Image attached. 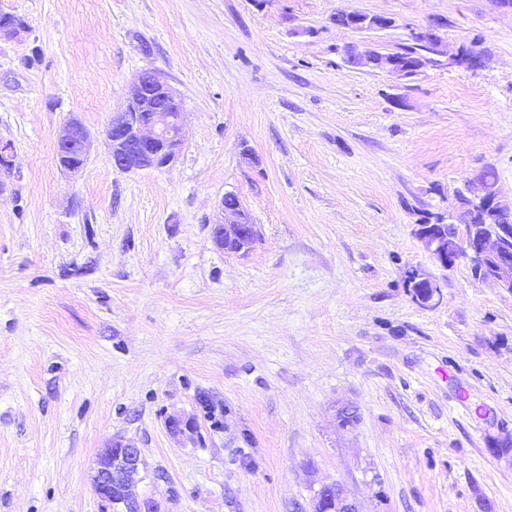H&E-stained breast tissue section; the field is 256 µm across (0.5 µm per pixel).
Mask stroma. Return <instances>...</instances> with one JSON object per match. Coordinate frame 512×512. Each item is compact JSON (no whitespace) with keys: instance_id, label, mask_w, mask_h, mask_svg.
Here are the masks:
<instances>
[{"instance_id":"stroma-1","label":"stroma","mask_w":512,"mask_h":512,"mask_svg":"<svg viewBox=\"0 0 512 512\" xmlns=\"http://www.w3.org/2000/svg\"><path fill=\"white\" fill-rule=\"evenodd\" d=\"M393 17L364 34L341 11ZM0 512H103L90 475L141 450L160 512H310L338 482L362 512H512V294L417 238L471 173L512 198V15L490 0H0ZM441 19L410 80L349 66ZM307 36H299V29ZM153 70L185 112L178 161L76 175L56 136L103 138ZM238 196L247 254L212 237ZM442 289L414 304L406 273ZM211 407L203 409L199 398ZM359 420L339 429L336 409ZM194 419L175 434L170 417Z\"/></svg>"}]
</instances>
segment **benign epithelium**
Wrapping results in <instances>:
<instances>
[{"label": "benign epithelium", "instance_id": "7a95c632", "mask_svg": "<svg viewBox=\"0 0 512 512\" xmlns=\"http://www.w3.org/2000/svg\"><path fill=\"white\" fill-rule=\"evenodd\" d=\"M349 19L346 28L361 33L381 32L395 26V20L385 15L366 14L359 11L340 12ZM443 25L431 23L423 29L434 45L435 54L447 58L450 67L477 69L483 65V57L466 46L453 52L442 36ZM376 49L347 50V59L355 67L371 61ZM378 70L403 80L418 70L416 61L410 58L384 57L375 62ZM165 96L173 110L145 113L147 101L155 94ZM184 112L180 94L164 78L157 77L152 91H147L142 75L135 76L128 86L123 108L115 113L108 126L104 144L112 168L124 173L174 165L182 148ZM94 147L90 131L76 117L67 119L59 128L56 149L62 162L61 169L71 174L81 172ZM468 195L456 196L448 223L420 224L418 238L434 261L445 270H452L462 262L468 264L472 275L482 281L492 282L501 290L512 294V223L464 224L460 216L465 211L480 213L490 218L499 209L512 208V200L500 193L487 194L479 173L467 177ZM232 214L230 223L214 225L217 240L224 242V250L246 254L256 241L255 225L245 223L244 212L238 207H226ZM408 294L412 301L425 309L436 307L442 300L438 282L420 269H412L406 275ZM358 409L342 405L336 410V420L342 429L353 427L358 421ZM140 450L130 440L115 439L100 453L92 475L95 495L111 512H148L150 502L140 501L132 493L139 481ZM312 512H361L358 499L340 483H323L314 491Z\"/></svg>", "mask_w": 512, "mask_h": 512}]
</instances>
